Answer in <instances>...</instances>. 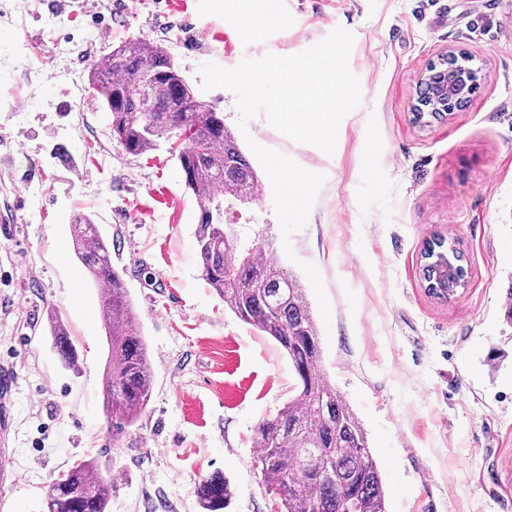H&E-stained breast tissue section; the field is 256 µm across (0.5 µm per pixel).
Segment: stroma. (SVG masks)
I'll return each instance as SVG.
<instances>
[{
  "instance_id": "stroma-1",
  "label": "stroma",
  "mask_w": 512,
  "mask_h": 512,
  "mask_svg": "<svg viewBox=\"0 0 512 512\" xmlns=\"http://www.w3.org/2000/svg\"><path fill=\"white\" fill-rule=\"evenodd\" d=\"M0 19V362L16 372L9 446L15 485L0 512H40L45 492L78 459L110 471L112 512H199L198 481L229 480L227 512H281L256 464L254 430L294 393L287 355L240 321L201 277L198 206L170 142L128 154L88 83L113 46L162 43L199 98L237 128L236 97L202 88L208 63L292 55L342 27L360 105L336 148L295 142L265 115L248 124L261 146L322 174L306 226L283 237L271 184L227 211L241 239L272 241L301 284L316 266L331 317L317 324L320 366L360 418L381 466L388 512H512V0H27ZM85 42L83 57L68 54ZM31 46L39 78L13 69ZM467 52L484 77L469 101L415 122L418 80L441 54ZM85 214L112 238L146 338L150 401L119 436L104 406L106 339L97 288L73 254ZM456 242L459 298L426 291L423 251ZM55 310L79 353L64 368L46 329Z\"/></svg>"
}]
</instances>
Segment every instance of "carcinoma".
<instances>
[{
	"label": "carcinoma",
	"mask_w": 512,
	"mask_h": 512,
	"mask_svg": "<svg viewBox=\"0 0 512 512\" xmlns=\"http://www.w3.org/2000/svg\"><path fill=\"white\" fill-rule=\"evenodd\" d=\"M107 60L108 69L96 66L88 75L106 110L113 91L152 72L170 73L110 112V137L133 155L161 139H183L178 160L200 210L195 239L202 279L238 319L276 341L294 369L295 395L255 429L265 488L280 496L283 512H387L365 429L319 366L320 340L304 288L270 244L241 246L224 230V204L252 202L262 186L237 136L221 113L195 96L162 44L131 39ZM71 231L75 256L99 291L108 344L106 408L116 436L146 408L154 372L127 288L112 266V240L87 215L77 216ZM47 330L63 366L78 371L69 330L52 310ZM112 488V477L95 461L76 460L57 486L48 487L44 512H111ZM196 495L201 512H224L232 499L219 472L200 479Z\"/></svg>",
	"instance_id": "1"
}]
</instances>
